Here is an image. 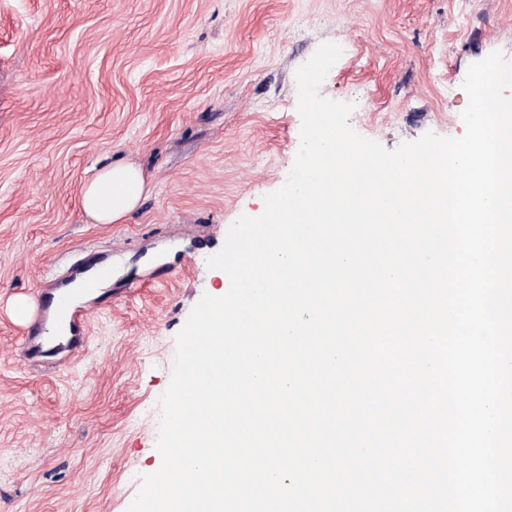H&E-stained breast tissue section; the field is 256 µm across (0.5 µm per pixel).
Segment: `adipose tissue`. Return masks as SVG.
<instances>
[{
    "instance_id": "ef3b65f1",
    "label": "adipose tissue",
    "mask_w": 512,
    "mask_h": 512,
    "mask_svg": "<svg viewBox=\"0 0 512 512\" xmlns=\"http://www.w3.org/2000/svg\"><path fill=\"white\" fill-rule=\"evenodd\" d=\"M147 190L141 169L116 164L100 169L87 182L80 196L84 213L99 224L122 220L140 203Z\"/></svg>"
}]
</instances>
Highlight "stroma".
Masks as SVG:
<instances>
[{
	"label": "stroma",
	"instance_id": "1",
	"mask_svg": "<svg viewBox=\"0 0 512 512\" xmlns=\"http://www.w3.org/2000/svg\"><path fill=\"white\" fill-rule=\"evenodd\" d=\"M342 54L321 93L387 149L459 137L469 66L512 60V0H0V512H127L156 449L176 335L232 223L259 215L300 146L295 72ZM139 206L95 224L99 168ZM110 260L76 360L24 358L13 315ZM146 190L141 169L130 164H116L100 169L83 186L80 204L96 224H112L132 212Z\"/></svg>",
	"mask_w": 512,
	"mask_h": 512
}]
</instances>
